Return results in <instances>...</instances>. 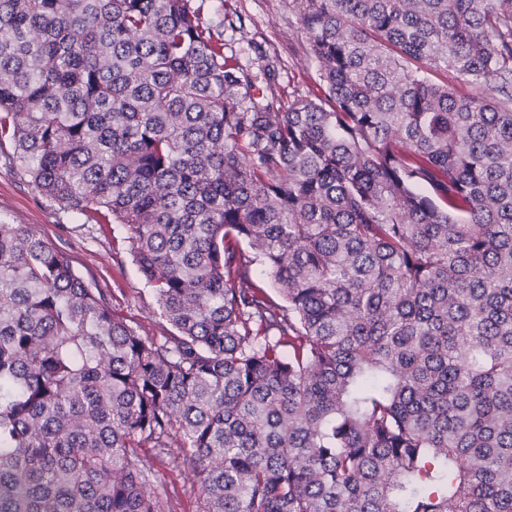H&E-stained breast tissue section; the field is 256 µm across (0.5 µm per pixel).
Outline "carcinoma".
Returning a JSON list of instances; mask_svg holds the SVG:
<instances>
[{"label": "carcinoma", "mask_w": 512, "mask_h": 512, "mask_svg": "<svg viewBox=\"0 0 512 512\" xmlns=\"http://www.w3.org/2000/svg\"><path fill=\"white\" fill-rule=\"evenodd\" d=\"M292 2L285 107L222 9L0 0V163L161 328L0 222V512H164L143 448L203 512H512V0ZM29 224L65 250L75 271L108 295L117 311L141 333L158 335L155 300L131 261L120 224H81L58 211L27 182L0 163V220Z\"/></svg>", "instance_id": "carcinoma-1"}]
</instances>
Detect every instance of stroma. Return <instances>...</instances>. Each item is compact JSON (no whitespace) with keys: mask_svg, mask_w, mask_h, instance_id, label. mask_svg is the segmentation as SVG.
I'll return each instance as SVG.
<instances>
[{"mask_svg":"<svg viewBox=\"0 0 512 512\" xmlns=\"http://www.w3.org/2000/svg\"><path fill=\"white\" fill-rule=\"evenodd\" d=\"M204 16L219 8L240 16L241 25L224 29V51L240 64L255 66L251 43L262 44L278 63L275 88L283 101L321 96L317 65L301 48L297 10L292 0H198ZM28 224L65 250L75 271L108 295L117 311L141 333H158L156 304L150 288L131 260L121 225L84 224L51 207L27 182L0 165V220ZM151 487L166 512H202L199 482L189 464L168 456L149 457Z\"/></svg>","mask_w":512,"mask_h":512,"instance_id":"1","label":"stroma"}]
</instances>
